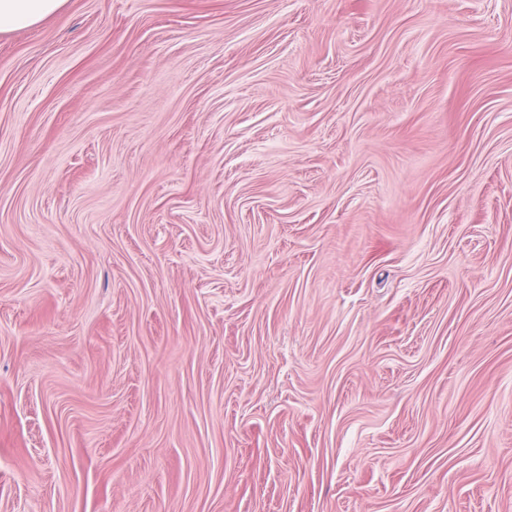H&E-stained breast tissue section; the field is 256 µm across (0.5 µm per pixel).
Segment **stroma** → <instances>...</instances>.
<instances>
[{"mask_svg": "<svg viewBox=\"0 0 512 512\" xmlns=\"http://www.w3.org/2000/svg\"><path fill=\"white\" fill-rule=\"evenodd\" d=\"M0 512H512V0L0 35Z\"/></svg>", "mask_w": 512, "mask_h": 512, "instance_id": "stroma-1", "label": "stroma"}]
</instances>
